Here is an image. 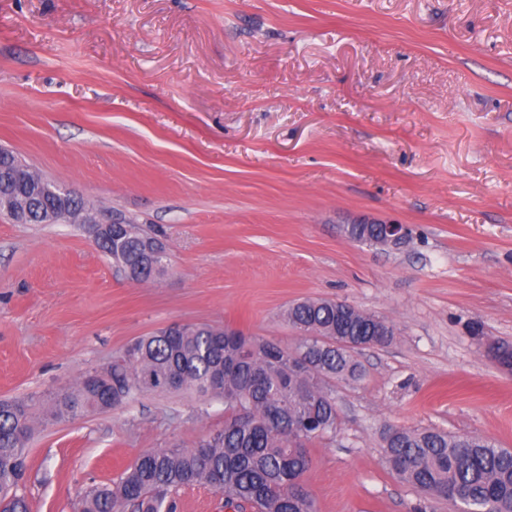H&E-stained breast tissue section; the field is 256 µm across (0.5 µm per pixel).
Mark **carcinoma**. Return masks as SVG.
I'll use <instances>...</instances> for the list:
<instances>
[{
    "instance_id": "carcinoma-1",
    "label": "carcinoma",
    "mask_w": 512,
    "mask_h": 512,
    "mask_svg": "<svg viewBox=\"0 0 512 512\" xmlns=\"http://www.w3.org/2000/svg\"><path fill=\"white\" fill-rule=\"evenodd\" d=\"M20 184L0 182V194L40 208ZM98 248L133 282L168 268L169 256L148 254L135 234L120 245L102 236ZM285 317L300 334L292 347L187 324L175 335L158 330L136 338L46 401L0 400V512H30L23 488L36 422L76 419L145 393L175 391L224 401V427L192 448L141 453L118 480L79 493L75 512H173V495L195 488L219 493L233 512H315L304 475L313 464L309 444L336 433L329 384L359 380L357 345H385L394 331L370 313L329 300L297 301ZM486 350L512 369V344L492 340ZM383 454L402 481L436 498L469 512H512V451L488 438L398 428L385 436Z\"/></svg>"
}]
</instances>
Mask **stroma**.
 <instances>
[{
  "instance_id": "1",
  "label": "stroma",
  "mask_w": 512,
  "mask_h": 512,
  "mask_svg": "<svg viewBox=\"0 0 512 512\" xmlns=\"http://www.w3.org/2000/svg\"><path fill=\"white\" fill-rule=\"evenodd\" d=\"M0 146L170 255L133 283L83 225L0 215V399L173 321L290 346L288 305L331 299L395 337L332 383L316 512H454L387 466L394 426L512 450V372L473 334L512 343V0H0ZM362 220L410 242L349 241ZM223 425L173 392L38 426L31 512ZM359 224H373L376 227L372 236H366V241L373 246L382 249H399L405 246L410 237V229L405 224H396L393 222L382 221H363L358 224H350L345 228V235L350 239L349 235L364 237L366 226L360 227Z\"/></svg>"
}]
</instances>
